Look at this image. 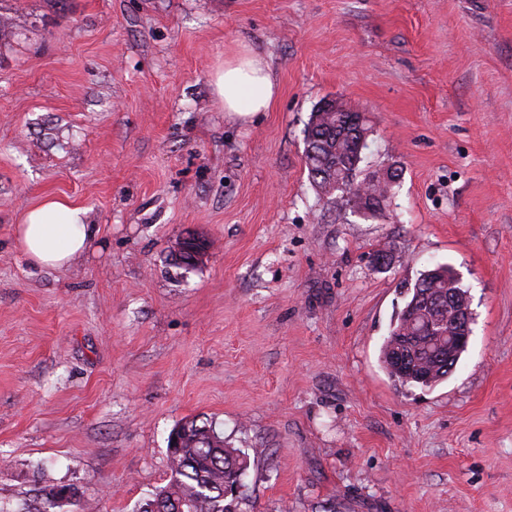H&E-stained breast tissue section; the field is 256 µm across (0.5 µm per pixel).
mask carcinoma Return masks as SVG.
Segmentation results:
<instances>
[{
    "instance_id": "carcinoma-1",
    "label": "carcinoma",
    "mask_w": 512,
    "mask_h": 512,
    "mask_svg": "<svg viewBox=\"0 0 512 512\" xmlns=\"http://www.w3.org/2000/svg\"><path fill=\"white\" fill-rule=\"evenodd\" d=\"M358 115L351 112L311 114L305 140L311 141L313 155L307 156L306 166L313 184L324 193L336 190L332 181L351 179L356 185L361 155L355 150L352 132ZM448 288V295L443 289ZM405 303L391 323L389 335L381 347V362L389 376L401 386L433 387L448 378L442 365L448 363L443 348L433 344L405 346L408 337L400 335L406 322L414 318L438 316L448 327L461 333L471 307L468 291L456 277L453 268L438 265L420 274L413 287L404 291ZM181 448L169 455L170 479L146 499L137 512H154L157 501L181 503L186 512H236L238 501L224 497V488L234 485L247 457L237 448L224 445V436L215 427L191 420L181 425Z\"/></svg>"
}]
</instances>
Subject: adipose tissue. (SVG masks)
<instances>
[{"instance_id": "adipose-tissue-1", "label": "adipose tissue", "mask_w": 512, "mask_h": 512, "mask_svg": "<svg viewBox=\"0 0 512 512\" xmlns=\"http://www.w3.org/2000/svg\"><path fill=\"white\" fill-rule=\"evenodd\" d=\"M212 84L228 117L241 121L267 111L279 93L265 58L247 46L215 68ZM84 216V209L67 200L44 198L25 212L16 242L33 264L63 268L75 255L88 250L95 237Z\"/></svg>"}]
</instances>
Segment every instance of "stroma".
I'll return each mask as SVG.
<instances>
[{
  "instance_id": "35a3bbf8",
  "label": "stroma",
  "mask_w": 512,
  "mask_h": 512,
  "mask_svg": "<svg viewBox=\"0 0 512 512\" xmlns=\"http://www.w3.org/2000/svg\"><path fill=\"white\" fill-rule=\"evenodd\" d=\"M242 43L279 85L247 123L210 84ZM326 99L400 173L378 214L312 185ZM48 196L97 228L58 270L15 241ZM442 264L469 348L395 385L381 346ZM193 419L247 456L237 512H512V0H0V512L62 484L136 512ZM208 249L205 238L195 233H187L175 245V255L182 262L196 265L202 262Z\"/></svg>"
}]
</instances>
